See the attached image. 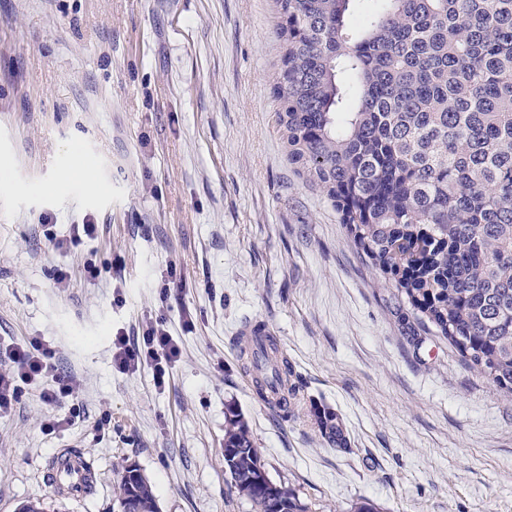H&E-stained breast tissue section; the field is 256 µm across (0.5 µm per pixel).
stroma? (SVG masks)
<instances>
[{"mask_svg": "<svg viewBox=\"0 0 512 512\" xmlns=\"http://www.w3.org/2000/svg\"><path fill=\"white\" fill-rule=\"evenodd\" d=\"M283 22L275 0H0V341L44 338L77 383L59 405L23 387L0 417V512H113L123 462L161 512H252L224 470L232 411L310 512H512V398L417 324L288 161ZM75 157L93 181L62 179ZM88 214L98 240L62 254L44 238ZM63 265L78 275L60 291ZM159 317L182 349L162 390L112 364L113 335ZM249 320L350 452L259 399ZM55 416L72 423L46 433ZM64 449L93 466L90 496L47 482Z\"/></svg>", "mask_w": 512, "mask_h": 512, "instance_id": "obj_1", "label": "stroma"}]
</instances>
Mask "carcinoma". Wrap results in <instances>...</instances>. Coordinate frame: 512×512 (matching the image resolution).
<instances>
[{"mask_svg": "<svg viewBox=\"0 0 512 512\" xmlns=\"http://www.w3.org/2000/svg\"><path fill=\"white\" fill-rule=\"evenodd\" d=\"M274 84L288 161L326 193L362 260L388 278L418 324L512 397V0H277ZM261 400L299 388L277 341L241 346ZM323 439L347 450L337 413L314 407ZM224 459L253 512H309L293 489L274 501L245 422L231 412ZM118 467L113 507L145 475Z\"/></svg>", "mask_w": 512, "mask_h": 512, "instance_id": "obj_1", "label": "carcinoma"}]
</instances>
